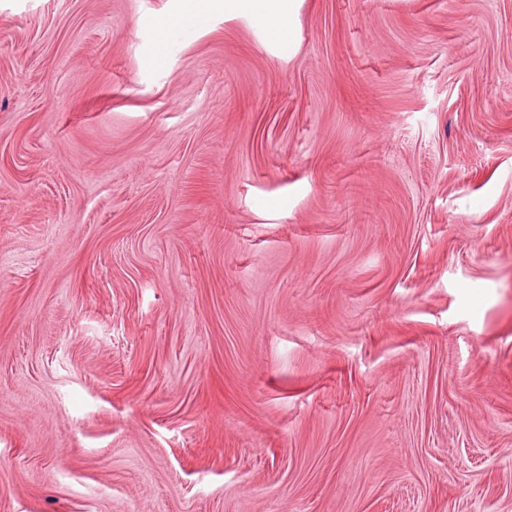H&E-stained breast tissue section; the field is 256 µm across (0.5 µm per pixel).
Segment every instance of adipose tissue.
<instances>
[{"label": "adipose tissue", "instance_id": "adipose-tissue-1", "mask_svg": "<svg viewBox=\"0 0 512 512\" xmlns=\"http://www.w3.org/2000/svg\"><path fill=\"white\" fill-rule=\"evenodd\" d=\"M301 5L302 0H180L174 14L161 22L159 30L167 32L220 7L225 16L250 18L270 43L290 49L295 45L293 21Z\"/></svg>", "mask_w": 512, "mask_h": 512}]
</instances>
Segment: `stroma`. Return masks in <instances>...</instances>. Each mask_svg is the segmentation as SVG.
I'll return each instance as SVG.
<instances>
[{
  "instance_id": "obj_1",
  "label": "stroma",
  "mask_w": 512,
  "mask_h": 512,
  "mask_svg": "<svg viewBox=\"0 0 512 512\" xmlns=\"http://www.w3.org/2000/svg\"><path fill=\"white\" fill-rule=\"evenodd\" d=\"M0 0V512H512V0ZM302 0H181L173 15L159 27V36L173 26L187 23L216 7L224 9L226 17H248L263 31L273 45L290 50L295 45L293 20L299 13Z\"/></svg>"
}]
</instances>
